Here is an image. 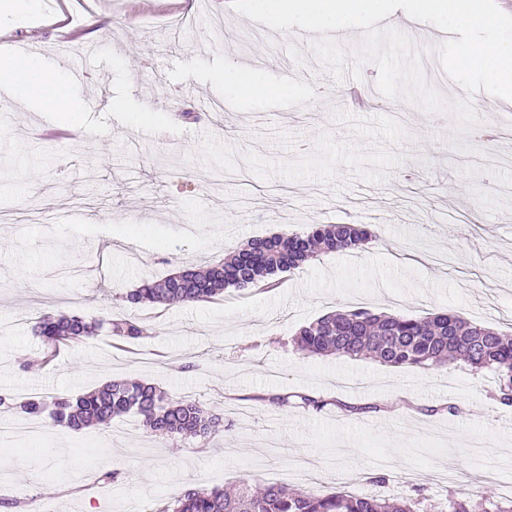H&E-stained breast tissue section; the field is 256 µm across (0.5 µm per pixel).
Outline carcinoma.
Returning a JSON list of instances; mask_svg holds the SVG:
<instances>
[{"mask_svg":"<svg viewBox=\"0 0 512 512\" xmlns=\"http://www.w3.org/2000/svg\"><path fill=\"white\" fill-rule=\"evenodd\" d=\"M376 235L363 225L316 224L307 233L285 230L248 241L204 270L184 268L165 278L146 281L126 294L134 305L166 307L175 302L215 299L233 288L271 287L279 273L296 269L318 254L360 251ZM120 346L152 336L154 328L133 317L108 322ZM100 327L77 315L43 314L34 330L42 340L36 364L55 360L60 347L85 342ZM307 355L369 356L393 367H429L463 361L476 371L494 374L499 401L512 406V336L474 324L454 312L422 318L405 313H373L364 309L326 314L301 327L295 336ZM0 407L26 419L47 416L54 425L79 431L104 426L136 412L156 438L205 437L218 430L221 418L192 400L168 398L151 383L128 379L105 383L76 396L0 395ZM418 502L379 498L349 491L318 495L284 484L244 483L235 493L222 488L191 489L155 512H416ZM446 512H512V498L482 497L475 502L449 500Z\"/></svg>","mask_w":512,"mask_h":512,"instance_id":"1","label":"carcinoma"}]
</instances>
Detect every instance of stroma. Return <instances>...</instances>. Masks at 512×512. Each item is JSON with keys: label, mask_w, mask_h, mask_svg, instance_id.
<instances>
[{"label": "stroma", "mask_w": 512, "mask_h": 512, "mask_svg": "<svg viewBox=\"0 0 512 512\" xmlns=\"http://www.w3.org/2000/svg\"><path fill=\"white\" fill-rule=\"evenodd\" d=\"M42 0L0 35L38 42L74 79L84 110L65 145L53 115L0 100V393L76 394L144 378L198 402L211 437L159 440L140 417L79 432L46 424L27 448L0 441V498L41 512H131L191 488L258 479L326 494L359 481L381 497L468 500L512 483V407L493 375L307 356L298 329L336 311H454L512 334V146L466 136L454 120L360 81L373 106L350 111L301 31H277L210 0ZM255 57L263 92L216 82ZM290 223H282L283 215ZM313 224H365L358 253L323 254L276 287L213 301L130 306L142 280L203 268L247 241ZM46 312L135 316L152 338L115 348L109 332L32 367ZM294 404L272 403L273 395ZM122 480H97L104 467ZM492 469L497 480H479Z\"/></svg>", "instance_id": "35a3bbf8"}]
</instances>
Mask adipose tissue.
Here are the masks:
<instances>
[{
    "instance_id": "adipose-tissue-1",
    "label": "adipose tissue",
    "mask_w": 512,
    "mask_h": 512,
    "mask_svg": "<svg viewBox=\"0 0 512 512\" xmlns=\"http://www.w3.org/2000/svg\"><path fill=\"white\" fill-rule=\"evenodd\" d=\"M0 87L7 89L14 102L65 115L78 111L70 84L40 59L20 57L0 51Z\"/></svg>"
}]
</instances>
